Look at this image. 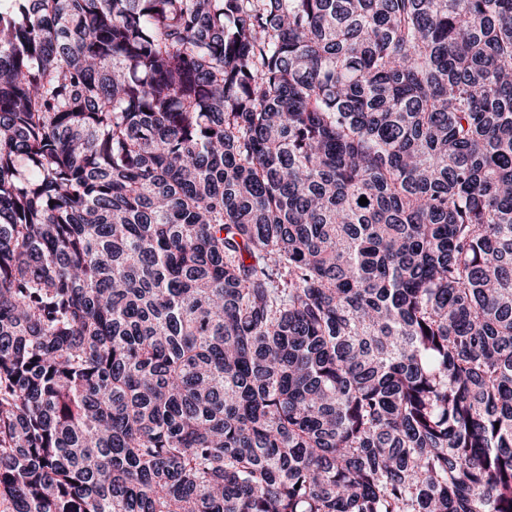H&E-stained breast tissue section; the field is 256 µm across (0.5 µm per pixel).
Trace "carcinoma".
<instances>
[{
	"label": "carcinoma",
	"instance_id": "carcinoma-1",
	"mask_svg": "<svg viewBox=\"0 0 512 512\" xmlns=\"http://www.w3.org/2000/svg\"><path fill=\"white\" fill-rule=\"evenodd\" d=\"M2 500L512 512V0H0Z\"/></svg>",
	"mask_w": 512,
	"mask_h": 512
}]
</instances>
